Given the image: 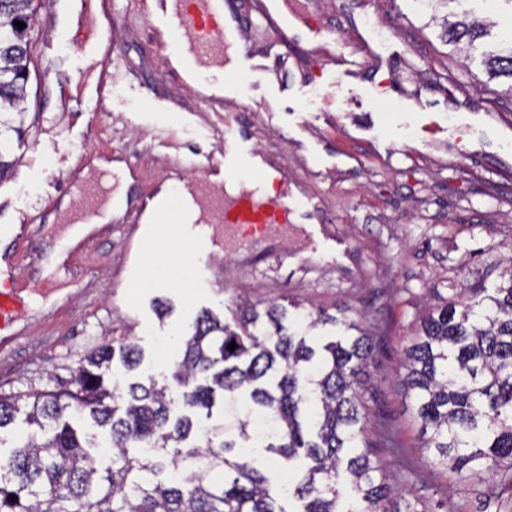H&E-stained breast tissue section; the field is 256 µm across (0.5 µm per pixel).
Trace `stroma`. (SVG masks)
<instances>
[{"label":"stroma","instance_id":"1","mask_svg":"<svg viewBox=\"0 0 512 512\" xmlns=\"http://www.w3.org/2000/svg\"><path fill=\"white\" fill-rule=\"evenodd\" d=\"M21 133L0 179V225L24 224L35 242L19 269L52 286L0 347V391L34 393L70 380L79 355L105 333L134 336L135 379L163 380L184 308L228 317L242 299L344 310L374 344L365 393L367 440L389 484L417 512H499L512 486L464 482L434 465L400 385L403 351L421 317L476 288L506 284L512 261V80L489 78L486 52L511 20L496 0H280L298 35L249 30L241 96L209 105L181 86L153 43L142 0H115L111 78L97 105L60 101L45 74L47 0H34ZM491 24L470 56L440 38L439 20ZM247 137L289 191L316 207L314 246L248 235L232 253L179 260L160 238L154 261L124 274L123 217L80 252L45 270L71 205L68 183L102 165H130L134 197L199 178L228 142ZM170 312L158 317L157 302Z\"/></svg>","mask_w":512,"mask_h":512}]
</instances>
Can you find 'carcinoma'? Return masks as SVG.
I'll return each mask as SVG.
<instances>
[{"label":"carcinoma","instance_id":"carcinoma-1","mask_svg":"<svg viewBox=\"0 0 512 512\" xmlns=\"http://www.w3.org/2000/svg\"><path fill=\"white\" fill-rule=\"evenodd\" d=\"M32 0H0V129L18 131L28 76ZM26 27L18 28L15 22ZM490 24L448 23L443 41L482 38ZM489 77L512 79V35L486 56ZM344 320L325 311L292 315L243 304L222 321L191 313L177 337L183 354L172 383L112 376L142 359L129 336H111L77 361L68 385L32 395L0 392V434L31 399L25 421L38 428L0 458V512H417L391 511L384 465L367 446L363 391L373 343L358 326L314 347L307 333ZM236 343L233 351L230 343ZM402 386L414 402L435 464L466 480L491 475L512 484V274L430 312L406 347ZM232 425L204 426L216 398ZM90 418L108 432L112 465L101 468L72 420ZM293 476L270 488L258 457ZM178 473L158 479L165 467Z\"/></svg>","mask_w":512,"mask_h":512}]
</instances>
